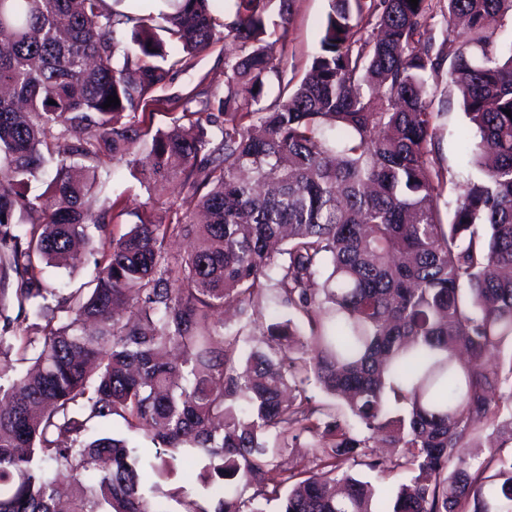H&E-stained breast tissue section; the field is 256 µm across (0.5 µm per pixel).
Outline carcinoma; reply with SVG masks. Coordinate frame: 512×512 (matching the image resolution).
Instances as JSON below:
<instances>
[{
  "label": "carcinoma",
  "mask_w": 512,
  "mask_h": 512,
  "mask_svg": "<svg viewBox=\"0 0 512 512\" xmlns=\"http://www.w3.org/2000/svg\"><path fill=\"white\" fill-rule=\"evenodd\" d=\"M216 2L0 0V512H512V0H448L440 42L433 0H331L299 81L269 52L292 0ZM229 38L224 92L158 96ZM446 58L473 170L451 184ZM105 160L164 216L110 235L126 211L82 174ZM78 244L91 279L53 286ZM117 418L154 457L96 434ZM194 458L201 492L175 480ZM357 465L409 480L386 499ZM449 67L447 60L444 72L437 80L435 101L432 108L435 112H441L438 118L439 126V161L448 171V181H462L469 171L460 147V134L465 130L466 119L461 106L460 98L456 91L448 87L446 71Z\"/></svg>",
  "instance_id": "1"
}]
</instances>
